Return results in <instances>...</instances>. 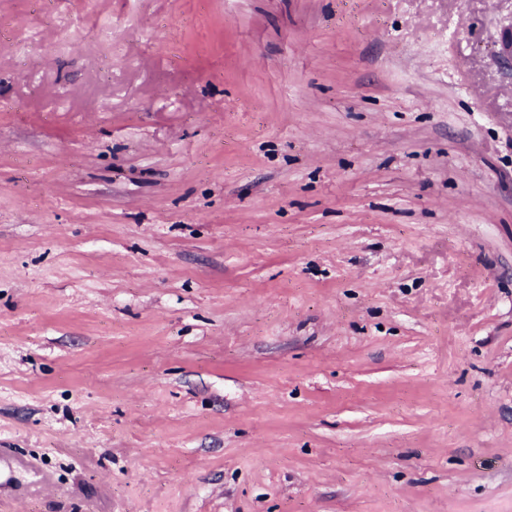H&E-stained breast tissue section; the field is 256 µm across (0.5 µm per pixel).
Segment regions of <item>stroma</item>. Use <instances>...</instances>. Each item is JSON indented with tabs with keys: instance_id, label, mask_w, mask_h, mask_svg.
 I'll use <instances>...</instances> for the list:
<instances>
[{
	"instance_id": "1",
	"label": "stroma",
	"mask_w": 512,
	"mask_h": 512,
	"mask_svg": "<svg viewBox=\"0 0 512 512\" xmlns=\"http://www.w3.org/2000/svg\"><path fill=\"white\" fill-rule=\"evenodd\" d=\"M512 0H0V512H512Z\"/></svg>"
}]
</instances>
